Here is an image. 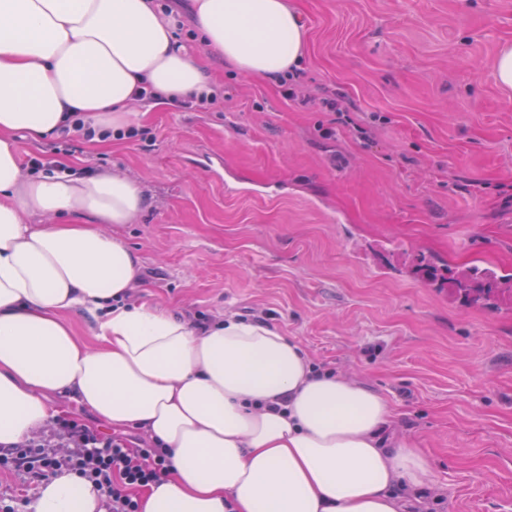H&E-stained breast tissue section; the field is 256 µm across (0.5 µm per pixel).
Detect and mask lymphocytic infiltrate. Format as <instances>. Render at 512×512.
<instances>
[{
    "label": "lymphocytic infiltrate",
    "mask_w": 512,
    "mask_h": 512,
    "mask_svg": "<svg viewBox=\"0 0 512 512\" xmlns=\"http://www.w3.org/2000/svg\"><path fill=\"white\" fill-rule=\"evenodd\" d=\"M170 451L149 437L107 435L76 418H56L42 431L0 451V472L44 479L68 470L95 485L107 512H140L136 489L169 473Z\"/></svg>",
    "instance_id": "obj_1"
}]
</instances>
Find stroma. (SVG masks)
Listing matches in <instances>:
<instances>
[{"label": "stroma", "instance_id": "35a3bbf8", "mask_svg": "<svg viewBox=\"0 0 512 512\" xmlns=\"http://www.w3.org/2000/svg\"><path fill=\"white\" fill-rule=\"evenodd\" d=\"M289 4L306 45L287 84L203 50L223 106H149L145 138L62 157L145 192L120 227L143 261L132 303L265 315L389 401L393 436L431 463L433 512H512V302L413 271L426 255L512 275V92L493 75L512 0Z\"/></svg>", "mask_w": 512, "mask_h": 512}]
</instances>
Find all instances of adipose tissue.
<instances>
[{"label":"adipose tissue","mask_w":512,"mask_h":512,"mask_svg":"<svg viewBox=\"0 0 512 512\" xmlns=\"http://www.w3.org/2000/svg\"><path fill=\"white\" fill-rule=\"evenodd\" d=\"M210 54L258 79L287 74L305 28L288 0H190ZM208 75L155 0H0V447L31 437L66 396L115 428L170 448L171 470L139 491L141 512H400L430 465L387 442L393 417L373 390L314 373L295 339L234 317L196 327L124 301L142 258L117 233L147 206L134 180L21 172V139L72 120L117 132L141 91L162 104ZM95 320L88 346L68 320ZM31 512H105L68 471Z\"/></svg>","instance_id":"ef3b65f1"}]
</instances>
